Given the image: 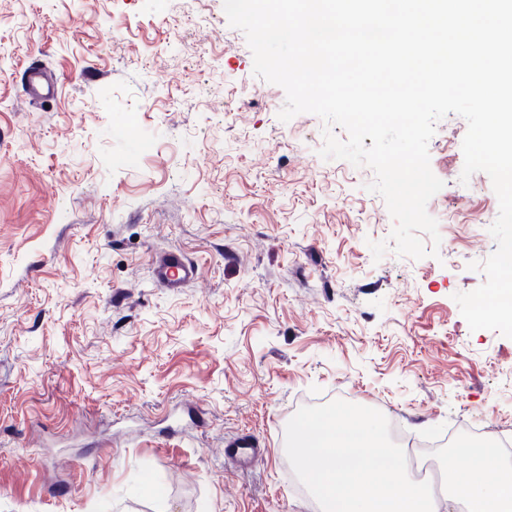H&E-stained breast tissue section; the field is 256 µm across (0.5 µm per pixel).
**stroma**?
Segmentation results:
<instances>
[{"label": "stroma", "mask_w": 512, "mask_h": 512, "mask_svg": "<svg viewBox=\"0 0 512 512\" xmlns=\"http://www.w3.org/2000/svg\"><path fill=\"white\" fill-rule=\"evenodd\" d=\"M285 100L224 0H0V512H316L285 428L340 397L417 454L512 435V339L454 299L497 248L466 121L429 143L437 255L377 261L374 171L322 159ZM170 250L197 266L177 292L153 278ZM28 94L32 98L48 100L54 96L55 85L50 81L42 70L33 69L28 76ZM224 452H228L240 464H250L255 461L259 454L256 442L248 435H241L224 445Z\"/></svg>", "instance_id": "1"}]
</instances>
